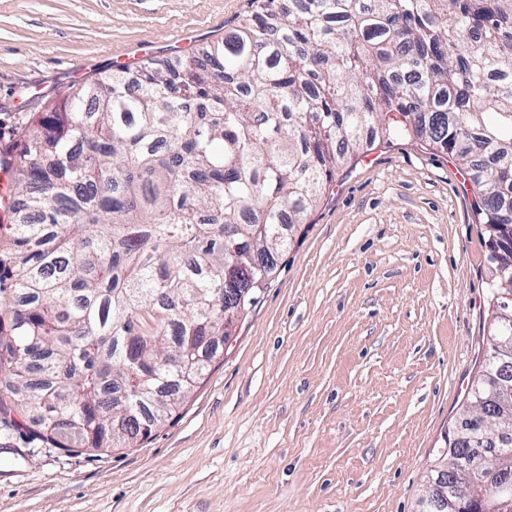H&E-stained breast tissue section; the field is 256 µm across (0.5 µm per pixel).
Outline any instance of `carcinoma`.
Segmentation results:
<instances>
[{
    "instance_id": "1",
    "label": "carcinoma",
    "mask_w": 512,
    "mask_h": 512,
    "mask_svg": "<svg viewBox=\"0 0 512 512\" xmlns=\"http://www.w3.org/2000/svg\"><path fill=\"white\" fill-rule=\"evenodd\" d=\"M408 135L473 175L497 246L490 326L512 281V0H251L224 40L119 67L0 149V425L70 451L132 448L172 416L224 336V293L258 301L336 174ZM236 226L224 246V225ZM487 356L469 392L488 396ZM472 503L485 488L452 450Z\"/></svg>"
}]
</instances>
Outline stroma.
Instances as JSON below:
<instances>
[{"instance_id":"35a3bbf8","label":"stroma","mask_w":512,"mask_h":512,"mask_svg":"<svg viewBox=\"0 0 512 512\" xmlns=\"http://www.w3.org/2000/svg\"><path fill=\"white\" fill-rule=\"evenodd\" d=\"M249 0H0V147L137 50L202 52ZM471 173L362 149L202 380L133 448L0 430V512H419L486 350L492 251Z\"/></svg>"}]
</instances>
